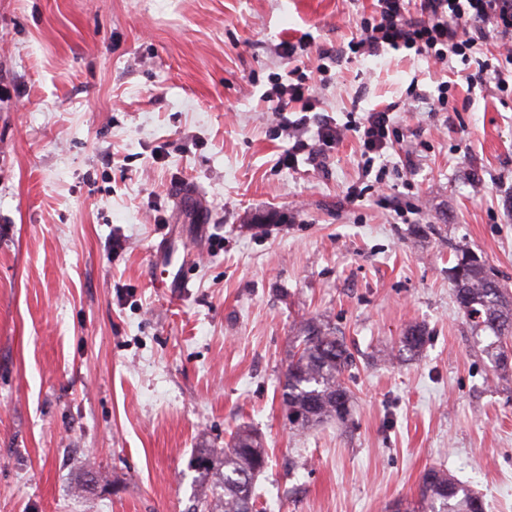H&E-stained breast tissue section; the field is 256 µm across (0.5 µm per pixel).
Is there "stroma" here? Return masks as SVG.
Listing matches in <instances>:
<instances>
[{
    "instance_id": "stroma-1",
    "label": "stroma",
    "mask_w": 512,
    "mask_h": 512,
    "mask_svg": "<svg viewBox=\"0 0 512 512\" xmlns=\"http://www.w3.org/2000/svg\"><path fill=\"white\" fill-rule=\"evenodd\" d=\"M375 5L0 0V512H193L194 452L242 425L268 452L259 512H387L432 467L512 512V371L480 354L448 273L464 246L512 291V94L404 49L352 54ZM300 76L310 141L320 116L410 104L384 196L349 199L352 133L279 165L265 94ZM170 235L179 294L151 274ZM321 316L356 358L353 420L299 432L281 381ZM412 323L428 343L395 355Z\"/></svg>"
}]
</instances>
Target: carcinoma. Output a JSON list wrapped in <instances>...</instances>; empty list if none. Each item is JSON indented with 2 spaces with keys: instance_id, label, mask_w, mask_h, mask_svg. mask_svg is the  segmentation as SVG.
Returning <instances> with one entry per match:
<instances>
[{
  "instance_id": "cac0c4a2",
  "label": "carcinoma",
  "mask_w": 512,
  "mask_h": 512,
  "mask_svg": "<svg viewBox=\"0 0 512 512\" xmlns=\"http://www.w3.org/2000/svg\"><path fill=\"white\" fill-rule=\"evenodd\" d=\"M450 279L458 306L476 338L489 342L480 352L493 367L507 372L512 344V293L504 288L486 261L458 249ZM421 324L409 326L397 341L398 353L415 355L429 341ZM354 356L344 337L328 319L300 322L288 356L282 398L289 424L300 430L335 419L341 423L351 411L352 391L345 373ZM261 439L246 427L238 428L225 448L197 449L192 465L198 473L194 496L204 512H255L254 479L267 466ZM394 512H485L482 498L452 478L448 471L430 468L422 476L416 498Z\"/></svg>"
}]
</instances>
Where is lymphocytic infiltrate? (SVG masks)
<instances>
[{
  "label": "lymphocytic infiltrate",
  "instance_id": "lymphocytic-infiltrate-1",
  "mask_svg": "<svg viewBox=\"0 0 512 512\" xmlns=\"http://www.w3.org/2000/svg\"><path fill=\"white\" fill-rule=\"evenodd\" d=\"M376 11L377 19L363 21L360 35L349 41L351 53L377 56L387 46L405 48L436 63L460 61L467 68V83L490 81L501 92L512 88V0H377ZM483 43L495 46L494 60L475 58L477 45ZM473 64L478 67L474 73L469 70ZM274 95L280 124L292 140L280 158L282 165L294 167L302 154L317 159L319 147L339 143L350 131L362 142L363 176L371 175L375 162L385 161L394 141L393 106L342 125L321 118L317 125L319 143L313 146L301 133L303 119L286 116L295 104L305 112L315 109L313 86L301 81L280 85Z\"/></svg>",
  "mask_w": 512,
  "mask_h": 512
}]
</instances>
